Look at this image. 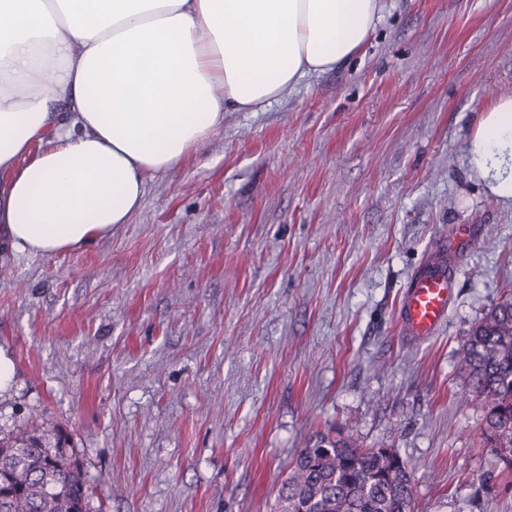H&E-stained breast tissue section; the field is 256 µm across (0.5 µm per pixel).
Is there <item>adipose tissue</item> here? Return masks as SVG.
I'll list each match as a JSON object with an SVG mask.
<instances>
[{"instance_id": "adipose-tissue-1", "label": "adipose tissue", "mask_w": 512, "mask_h": 512, "mask_svg": "<svg viewBox=\"0 0 512 512\" xmlns=\"http://www.w3.org/2000/svg\"><path fill=\"white\" fill-rule=\"evenodd\" d=\"M384 0H0V254L52 257L128 223L145 177L349 61ZM469 164L512 205V95Z\"/></svg>"}]
</instances>
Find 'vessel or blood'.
<instances>
[{"mask_svg": "<svg viewBox=\"0 0 512 512\" xmlns=\"http://www.w3.org/2000/svg\"><path fill=\"white\" fill-rule=\"evenodd\" d=\"M454 273L445 251L421 265L413 276L399 306L401 329L416 340L434 333L448 316L452 301Z\"/></svg>", "mask_w": 512, "mask_h": 512, "instance_id": "1", "label": "vessel or blood"}]
</instances>
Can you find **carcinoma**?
Instances as JSON below:
<instances>
[{
  "label": "carcinoma",
  "mask_w": 512,
  "mask_h": 512,
  "mask_svg": "<svg viewBox=\"0 0 512 512\" xmlns=\"http://www.w3.org/2000/svg\"><path fill=\"white\" fill-rule=\"evenodd\" d=\"M459 364L484 409L483 434L512 472V297L493 305L462 346ZM55 429L0 437V512H93L90 479ZM413 474L390 448H362L327 431L301 449L276 512H414Z\"/></svg>",
  "instance_id": "cac0c4a2"
}]
</instances>
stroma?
I'll return each mask as SVG.
<instances>
[{
    "label": "stroma",
    "instance_id": "35a3bbf8",
    "mask_svg": "<svg viewBox=\"0 0 512 512\" xmlns=\"http://www.w3.org/2000/svg\"><path fill=\"white\" fill-rule=\"evenodd\" d=\"M512 95V0H386L364 51L232 112L111 237L0 259V432L58 427L95 512H273L317 432L395 450L415 512H512L458 351L512 291V208L468 164ZM448 320L397 309L439 244Z\"/></svg>",
    "mask_w": 512,
    "mask_h": 512
}]
</instances>
